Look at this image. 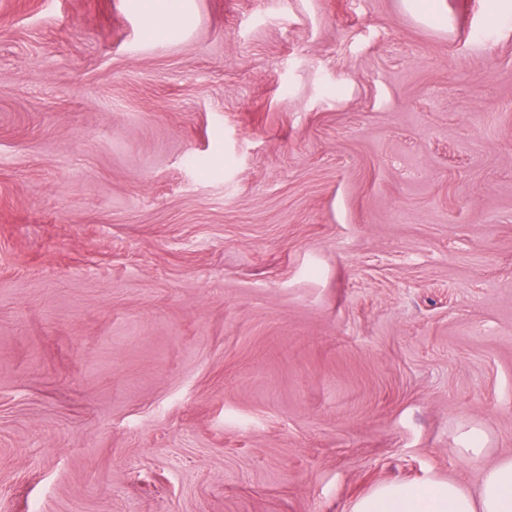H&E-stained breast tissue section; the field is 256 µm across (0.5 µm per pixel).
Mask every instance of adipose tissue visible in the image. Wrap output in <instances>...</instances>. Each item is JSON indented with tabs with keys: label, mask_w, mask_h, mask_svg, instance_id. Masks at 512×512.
Listing matches in <instances>:
<instances>
[{
	"label": "adipose tissue",
	"mask_w": 512,
	"mask_h": 512,
	"mask_svg": "<svg viewBox=\"0 0 512 512\" xmlns=\"http://www.w3.org/2000/svg\"><path fill=\"white\" fill-rule=\"evenodd\" d=\"M131 4L147 20L151 36L160 41L186 28L191 17L190 0H131ZM353 512H512V456L485 470L478 492L452 480L389 483L362 498Z\"/></svg>",
	"instance_id": "1"
}]
</instances>
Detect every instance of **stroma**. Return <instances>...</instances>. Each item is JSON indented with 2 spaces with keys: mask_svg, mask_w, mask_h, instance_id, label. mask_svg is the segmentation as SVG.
Listing matches in <instances>:
<instances>
[{
  "mask_svg": "<svg viewBox=\"0 0 512 512\" xmlns=\"http://www.w3.org/2000/svg\"><path fill=\"white\" fill-rule=\"evenodd\" d=\"M192 13L0 0V512L477 491L512 455V17ZM130 3L147 20L150 35L159 41L185 29L191 17L189 0H131ZM174 21L178 25H173Z\"/></svg>",
  "mask_w": 512,
  "mask_h": 512,
  "instance_id": "1",
  "label": "stroma"
}]
</instances>
